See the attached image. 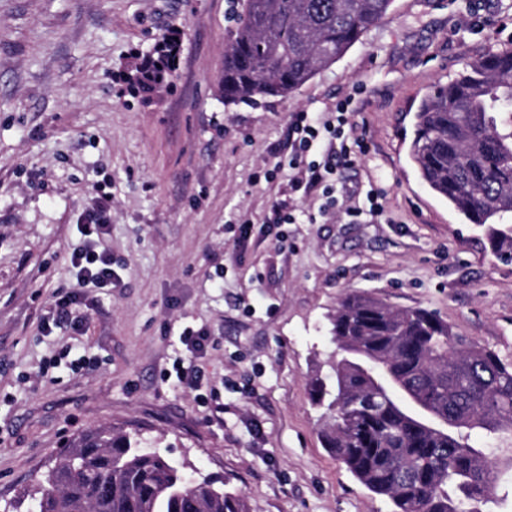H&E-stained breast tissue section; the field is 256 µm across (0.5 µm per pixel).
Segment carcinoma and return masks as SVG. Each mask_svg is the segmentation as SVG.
I'll return each mask as SVG.
<instances>
[{
    "mask_svg": "<svg viewBox=\"0 0 512 512\" xmlns=\"http://www.w3.org/2000/svg\"><path fill=\"white\" fill-rule=\"evenodd\" d=\"M394 0H241L224 50V104L286 98L362 40ZM180 35L159 40L131 77L146 97L167 85ZM409 155L423 184L512 260V50L489 52L435 83L414 113ZM332 339L345 353L315 402L334 422L326 448L391 512H482L499 472L484 439L512 436V361L423 308L351 293ZM393 374L389 398L358 354ZM466 433L432 432L401 409L403 392ZM29 512H248L245 498L192 479L147 443L104 426L80 434L28 495Z\"/></svg>",
    "mask_w": 512,
    "mask_h": 512,
    "instance_id": "obj_1",
    "label": "carcinoma"
}]
</instances>
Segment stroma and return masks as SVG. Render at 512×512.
Listing matches in <instances>:
<instances>
[{"label": "stroma", "mask_w": 512, "mask_h": 512, "mask_svg": "<svg viewBox=\"0 0 512 512\" xmlns=\"http://www.w3.org/2000/svg\"><path fill=\"white\" fill-rule=\"evenodd\" d=\"M239 0H0V512L33 489L78 434L109 426L158 441L189 476L242 494L249 512H390L325 448L314 405L337 360L332 320L367 293L421 307L512 359V262L419 180L413 112L467 62L512 49V0H394L336 63L286 98L224 103V49ZM181 34L169 85L124 78ZM355 95L370 150L341 170L338 208L266 182L288 116ZM378 223L352 220L370 184ZM298 223L269 235L274 200ZM119 277L86 288L84 335L45 334L53 294L74 288L76 226L98 205ZM252 226L246 242L237 224ZM223 287H215L216 273ZM209 336L207 402L162 369ZM100 362L48 368L64 351ZM246 384L248 395L233 391Z\"/></svg>", "instance_id": "1"}]
</instances>
